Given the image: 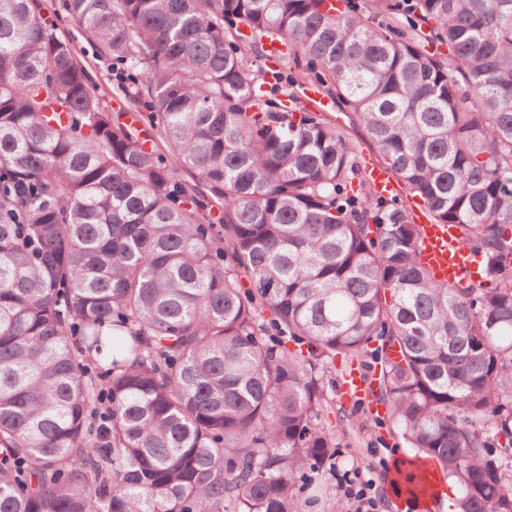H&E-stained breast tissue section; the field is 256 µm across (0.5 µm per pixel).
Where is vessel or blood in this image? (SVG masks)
<instances>
[{
  "label": "vessel or blood",
  "mask_w": 512,
  "mask_h": 512,
  "mask_svg": "<svg viewBox=\"0 0 512 512\" xmlns=\"http://www.w3.org/2000/svg\"><path fill=\"white\" fill-rule=\"evenodd\" d=\"M367 174L377 195L388 197L394 193L393 179L385 168L371 163L367 166ZM418 251L421 263L436 281L451 284L480 274L481 254L475 247L462 242L455 225L425 221L420 226ZM340 384L345 395L357 399L370 396L371 382L358 368L344 371Z\"/></svg>",
  "instance_id": "vessel-or-blood-1"
}]
</instances>
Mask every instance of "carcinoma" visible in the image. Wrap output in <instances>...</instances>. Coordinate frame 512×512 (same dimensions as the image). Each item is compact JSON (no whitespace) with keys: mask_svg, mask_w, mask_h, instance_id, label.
<instances>
[{"mask_svg":"<svg viewBox=\"0 0 512 512\" xmlns=\"http://www.w3.org/2000/svg\"><path fill=\"white\" fill-rule=\"evenodd\" d=\"M326 2L66 0L221 235L37 0H0V512H300L333 448L319 367L366 351L459 512H512V0H415L445 58ZM241 24L319 73L483 279L433 281L343 132L264 98Z\"/></svg>","mask_w":512,"mask_h":512,"instance_id":"1","label":"carcinoma"}]
</instances>
